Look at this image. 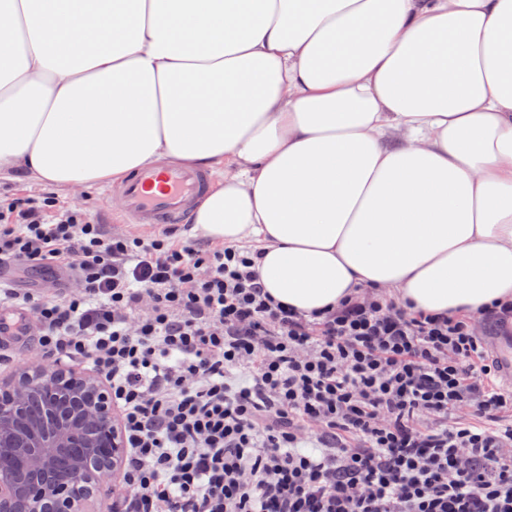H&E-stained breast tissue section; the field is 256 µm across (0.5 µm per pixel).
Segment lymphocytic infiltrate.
Instances as JSON below:
<instances>
[{"instance_id":"obj_1","label":"lymphocytic infiltrate","mask_w":512,"mask_h":512,"mask_svg":"<svg viewBox=\"0 0 512 512\" xmlns=\"http://www.w3.org/2000/svg\"><path fill=\"white\" fill-rule=\"evenodd\" d=\"M257 252L106 231L55 197L0 202V281L53 362L108 384L127 448L113 512H512V385L480 322L379 288L306 314L269 295Z\"/></svg>"}]
</instances>
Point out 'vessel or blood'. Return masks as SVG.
I'll return each mask as SVG.
<instances>
[{"label":"vessel or blood","mask_w":512,"mask_h":512,"mask_svg":"<svg viewBox=\"0 0 512 512\" xmlns=\"http://www.w3.org/2000/svg\"><path fill=\"white\" fill-rule=\"evenodd\" d=\"M215 176L172 164L149 165L133 173L119 191L124 213L136 224H188L192 208L209 192Z\"/></svg>","instance_id":"obj_1"}]
</instances>
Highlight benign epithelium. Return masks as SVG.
<instances>
[{"label": "benign epithelium", "mask_w": 512, "mask_h": 512, "mask_svg": "<svg viewBox=\"0 0 512 512\" xmlns=\"http://www.w3.org/2000/svg\"><path fill=\"white\" fill-rule=\"evenodd\" d=\"M124 443L93 373L30 365L0 384V512H91Z\"/></svg>", "instance_id": "7a95c632"}]
</instances>
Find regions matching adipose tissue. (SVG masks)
<instances>
[{
	"instance_id": "obj_1",
	"label": "adipose tissue",
	"mask_w": 512,
	"mask_h": 512,
	"mask_svg": "<svg viewBox=\"0 0 512 512\" xmlns=\"http://www.w3.org/2000/svg\"><path fill=\"white\" fill-rule=\"evenodd\" d=\"M224 169L193 210L311 314L512 303V0H0V178Z\"/></svg>"
}]
</instances>
